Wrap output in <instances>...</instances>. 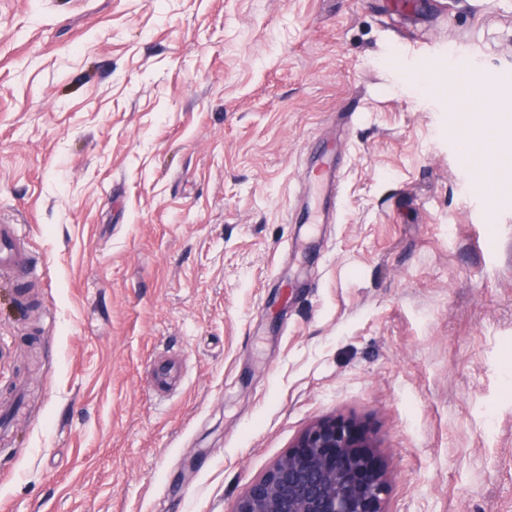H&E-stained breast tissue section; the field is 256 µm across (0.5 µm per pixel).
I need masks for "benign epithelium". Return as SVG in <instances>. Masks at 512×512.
Wrapping results in <instances>:
<instances>
[{"label": "benign epithelium", "mask_w": 512, "mask_h": 512, "mask_svg": "<svg viewBox=\"0 0 512 512\" xmlns=\"http://www.w3.org/2000/svg\"><path fill=\"white\" fill-rule=\"evenodd\" d=\"M389 492L369 432L344 419L308 427L231 512H384Z\"/></svg>", "instance_id": "benign-epithelium-1"}]
</instances>
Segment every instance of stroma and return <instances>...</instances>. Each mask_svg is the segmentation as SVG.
Here are the masks:
<instances>
[{
	"label": "stroma",
	"mask_w": 512,
	"mask_h": 512,
	"mask_svg": "<svg viewBox=\"0 0 512 512\" xmlns=\"http://www.w3.org/2000/svg\"><path fill=\"white\" fill-rule=\"evenodd\" d=\"M387 2L0 0V220L36 265L0 284V512H230L330 418L384 512H512V83L446 72L512 73V0ZM484 76L476 68L465 61L448 64V82L450 83H482ZM311 176L313 179L310 181V186L326 198L336 199L338 172L336 159L331 150H326L316 157L309 168V177Z\"/></svg>",
	"instance_id": "1"
}]
</instances>
